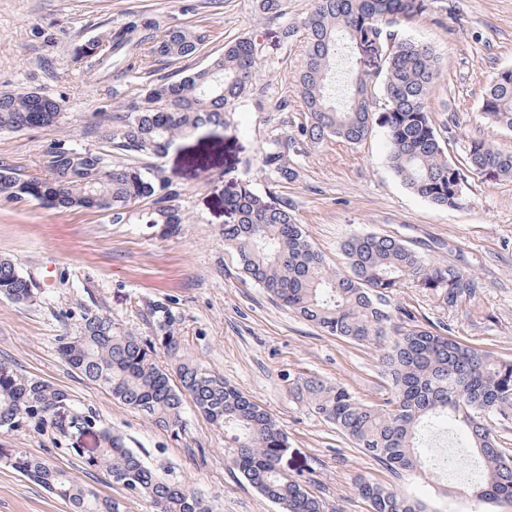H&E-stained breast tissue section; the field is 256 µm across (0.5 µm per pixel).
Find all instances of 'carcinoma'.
Returning <instances> with one entry per match:
<instances>
[{"label": "carcinoma", "mask_w": 512, "mask_h": 512, "mask_svg": "<svg viewBox=\"0 0 512 512\" xmlns=\"http://www.w3.org/2000/svg\"><path fill=\"white\" fill-rule=\"evenodd\" d=\"M438 0H311L298 21L281 27L283 41L303 34L305 66L297 79L301 113L291 130L273 133L259 165L275 182L298 178L296 157L312 144L356 146L376 129L386 133V160L394 176L415 195L442 209L464 205L473 175L512 179V152L485 139H470L464 159L448 153L455 131L429 107L440 80L434 47L405 37L402 29L436 12ZM260 17L286 15L284 0H256ZM204 37L191 27L161 28L155 18L133 14L125 22L74 50L86 71L112 69V56L142 52L170 65L195 55ZM374 50L376 65H358L356 54ZM258 47L249 37L224 44V52L176 79L150 83L129 106L112 112L108 148L93 151L57 143L47 153L46 174L22 177L0 165V198L35 200L48 208L94 210L119 224H163L174 232L185 217L173 201L178 192L156 160L176 139L203 127L227 129L233 110L252 88ZM45 111V127L62 115L57 101L29 92H0V131L29 128V114ZM484 121L512 131V67L499 70L480 105ZM151 209L138 210L144 200ZM228 220L221 235L241 279L322 332L383 345L389 396L374 405L340 383L288 376L295 398L333 424L352 445L401 478L437 477L425 434L445 415L465 431L466 447L479 460L482 479L472 497L480 504H512V454L499 446L490 421H512V360L492 357L457 340L447 324L423 323L414 307L392 305L409 288L432 294L438 307L477 309L482 284L454 265L433 262L388 234L362 233L341 244L343 266L331 265L315 248L282 197L270 202L248 182L224 196ZM38 289L16 262L0 259V295L19 303ZM151 341L124 330L103 314L86 313L78 334L61 341L64 360L112 398L162 428L183 423L186 398L215 427L232 430L230 466L280 512H326L310 490L312 480L282 469L288 436L266 409L200 364L181 356L182 317L165 303L150 305ZM175 362L178 382L158 352ZM67 393L42 380L0 370V428L26 418H52ZM0 463L28 477L70 505V512H124L123 501L101 496L66 471L23 452L0 453ZM116 483L131 473L135 494L152 499L156 512H211L186 483L159 477L118 435L102 433V446L86 458ZM356 491L371 512H430L426 502L373 479Z\"/></svg>", "instance_id": "carcinoma-1"}]
</instances>
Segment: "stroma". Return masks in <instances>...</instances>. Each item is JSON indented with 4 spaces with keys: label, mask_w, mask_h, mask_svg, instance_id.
<instances>
[{
    "label": "stroma",
    "mask_w": 512,
    "mask_h": 512,
    "mask_svg": "<svg viewBox=\"0 0 512 512\" xmlns=\"http://www.w3.org/2000/svg\"><path fill=\"white\" fill-rule=\"evenodd\" d=\"M446 2L460 18L457 34H448L434 15L407 31L442 59L430 109L438 116L449 109L457 117L463 137L450 145L452 157L462 158L468 137L512 152V132L488 127L479 112L492 77L512 67V0ZM139 12L156 15L166 26L194 27L204 37L201 51L176 68L153 72L137 66L118 80L73 63L77 46ZM240 36L256 40L259 59L256 80L230 129L203 128L181 137L160 161L185 217L175 234L134 220L116 224L94 211L0 199V257L17 262L38 288L29 303L0 296V368L50 382L71 399L60 421L29 418L1 429L0 448L43 457L77 482L123 498L126 512H155L149 498L125 492L106 471L86 466L82 449L98 447L101 432L108 430L122 435L160 475L188 482L212 501L215 512H279L231 469L226 437L201 414L187 409L182 428H160L74 372L59 353L61 338L77 334L86 312L107 315L152 339L147 308L164 302L182 317L185 356L278 419L288 435L284 469L312 478L329 512H370L355 488L362 477L424 500L431 512H473L469 486L445 491L429 479L396 477L291 395L289 373L341 383L363 401L381 403L389 387L380 348L327 335L262 289L241 282L218 232L225 194L246 180L257 192L272 190L292 200L300 224L331 264H342L340 244L355 233L392 234L417 249L431 245L434 262H454L482 283L480 313H450L411 290L395 296V303L414 306L431 321H449L460 341L512 359V180L477 177L463 207H434L395 178L379 129L355 147L335 141L306 148L298 179L271 186L257 157L272 130L292 128L297 120L296 79L304 55L300 41L282 42L279 22L259 17L255 0H0V89L51 94L64 113L56 128L0 132V165L41 175L51 142L98 149L100 135L80 134L87 123L107 126L108 113L136 98L146 83L177 69L190 71ZM283 99L287 110L274 111ZM441 428L442 435L430 442L435 457H447L459 472L475 469L462 446L463 432L448 421ZM0 512L69 509L0 465Z\"/></svg>",
    "instance_id": "1"
}]
</instances>
